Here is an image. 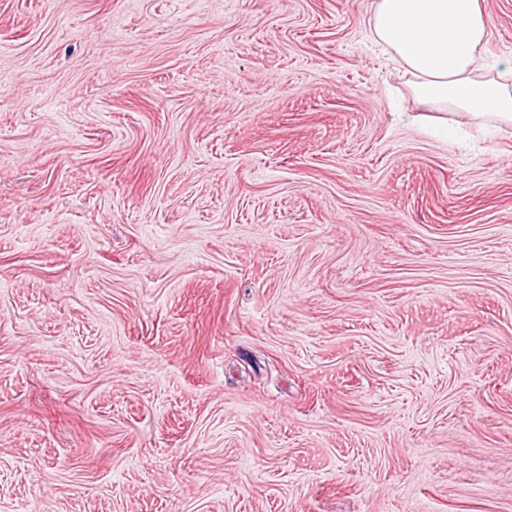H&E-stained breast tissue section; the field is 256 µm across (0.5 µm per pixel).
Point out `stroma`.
<instances>
[{"instance_id":"obj_1","label":"stroma","mask_w":512,"mask_h":512,"mask_svg":"<svg viewBox=\"0 0 512 512\" xmlns=\"http://www.w3.org/2000/svg\"><path fill=\"white\" fill-rule=\"evenodd\" d=\"M373 2L0 0V512H512V127Z\"/></svg>"}]
</instances>
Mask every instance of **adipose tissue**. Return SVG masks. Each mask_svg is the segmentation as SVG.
<instances>
[{
	"instance_id": "1",
	"label": "adipose tissue",
	"mask_w": 512,
	"mask_h": 512,
	"mask_svg": "<svg viewBox=\"0 0 512 512\" xmlns=\"http://www.w3.org/2000/svg\"><path fill=\"white\" fill-rule=\"evenodd\" d=\"M492 20L480 0H375L370 37L429 102L512 124V85L479 74Z\"/></svg>"
}]
</instances>
